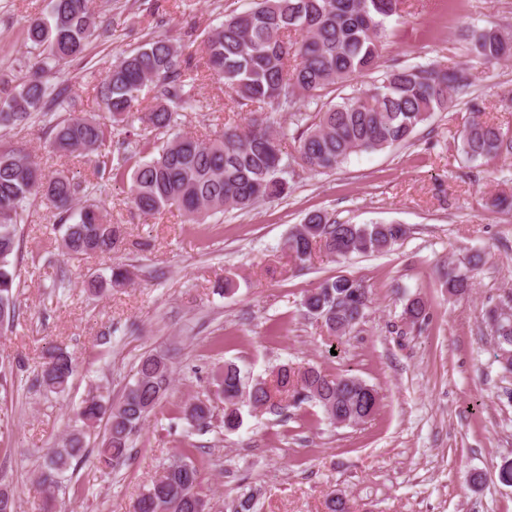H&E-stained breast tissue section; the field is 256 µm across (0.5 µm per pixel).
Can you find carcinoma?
<instances>
[{"label": "carcinoma", "mask_w": 512, "mask_h": 512, "mask_svg": "<svg viewBox=\"0 0 512 512\" xmlns=\"http://www.w3.org/2000/svg\"><path fill=\"white\" fill-rule=\"evenodd\" d=\"M402 0H251V6L225 17L203 41V65L224 82L239 104L290 108L297 100H318L322 92L357 76L378 71L384 44V22L399 11ZM96 30L89 0H51L48 14L27 20L26 39L37 55L29 71L11 89L0 90V128L48 118V144L59 154H79L91 164L96 182L130 175L131 207L148 217L167 208L183 212L188 223L206 224L225 210H246L260 200L281 198L288 185L281 177L282 140L266 121L224 123V132L208 141L183 133L178 112L193 108L195 58L183 45L157 36L117 59L101 83L108 121L95 116L54 114L65 90L47 84L44 75L81 56ZM471 51L493 62L512 57V35L496 26L469 29ZM468 86L463 68L413 65L383 72L368 89L355 90L338 103H328L311 121L300 116L293 135L296 163L314 173L336 169L357 152H373L410 141L416 128L433 113L448 109L450 93ZM155 92L156 104L140 117L141 128L130 127L145 88ZM125 134L112 142L115 130ZM167 135L159 146L147 132ZM461 151L473 160L512 154V133L469 108L460 131ZM92 182L66 174L48 177L35 158L20 148L0 147V328L15 320L16 258L21 224L39 198L57 211L65 253L81 256L110 254L124 240L123 225L114 224L91 196ZM407 228L397 223L350 224L323 212L308 214L288 236L286 247L297 260L320 247L331 258L381 252L405 240ZM130 279L124 267L110 277L96 276L84 287L100 293ZM452 296L471 291L472 277L453 270L443 274ZM369 288L360 279L337 275L322 281L302 301L304 314L323 324L339 339L365 318ZM512 295L487 311L498 352L495 358L512 374ZM406 319L417 324L428 316L419 297L407 299ZM74 374L71 355L47 354L38 377L49 391L66 390ZM217 397L224 398V429L242 425L241 407L282 411L307 401L317 403L338 425L364 423L380 405L378 391L353 373L329 377L310 367L296 371L275 367L269 377L248 385L234 363L216 365L211 374ZM170 384L169 360L162 351L140 358L134 382L119 404L97 393L85 399L76 414L81 428L52 451L39 482L47 500L55 498L72 463L87 456L86 435L99 423L105 433L95 449L100 468L114 470L127 456L129 441L160 404ZM181 420L195 432L211 425V407L196 398L180 410ZM200 470L190 457L175 461L150 479L134 504V512H199ZM257 495L238 494L234 512H256Z\"/></svg>", "instance_id": "cac0c4a2"}]
</instances>
